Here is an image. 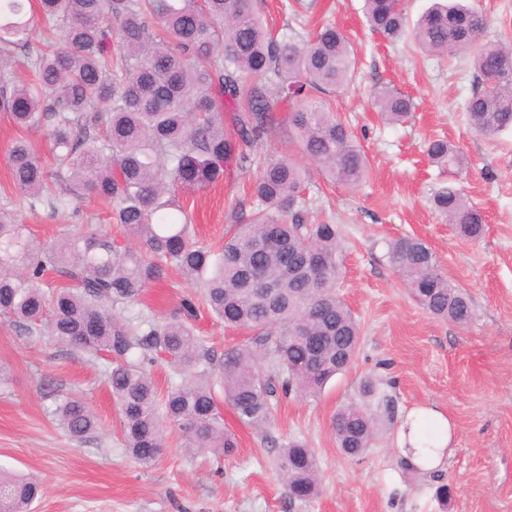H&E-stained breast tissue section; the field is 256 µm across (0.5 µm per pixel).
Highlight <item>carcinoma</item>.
I'll return each mask as SVG.
<instances>
[{"instance_id":"cac0c4a2","label":"carcinoma","mask_w":512,"mask_h":512,"mask_svg":"<svg viewBox=\"0 0 512 512\" xmlns=\"http://www.w3.org/2000/svg\"><path fill=\"white\" fill-rule=\"evenodd\" d=\"M38 11L59 26L61 41L43 44L30 59L35 79L0 98L18 127L49 129L56 167L48 171L28 141H15L16 195L33 211L45 205L62 214L80 196L108 199L116 224L146 251H119L92 224L47 249L1 209L0 314L30 335L112 357L106 380L136 463L155 464L171 426L185 447L229 457L238 442L221 405L241 424L264 428L281 398L319 393L359 349V323L337 292L340 231L301 206L312 165L350 189L369 176L365 151L326 100L350 80L349 42L333 26L305 40L276 32L256 0H38ZM364 13L390 42L407 37L429 55L470 56L477 87L464 104L469 124L483 136L512 127V46L484 39L481 13L461 0H435L413 25L403 0H364ZM32 14V0H0V55L29 45ZM285 100L295 103L288 124L307 166L254 153L278 129ZM377 108L387 123L403 124L413 102L384 91ZM426 154L449 171L465 163L444 138L430 139ZM232 168L256 169L252 219L233 225L214 250L193 238L179 195L224 181ZM430 203L465 237H482L483 215L458 189L442 186ZM387 256L427 313L458 326L471 322L470 298L422 240L394 239ZM166 262L203 286L205 304L225 327L251 336L222 352L207 346L191 323L190 299L170 317L112 313L138 301ZM49 268L64 284L46 291L40 282ZM158 355L182 377L163 394L146 370ZM56 416L76 438L98 426L77 393L62 397ZM331 426L350 458L361 457L377 434L365 403L340 408ZM275 465L290 497H318L317 459L306 443L277 449ZM40 492L37 482L0 472L4 512H30Z\"/></svg>"}]
</instances>
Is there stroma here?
Instances as JSON below:
<instances>
[{
    "mask_svg": "<svg viewBox=\"0 0 512 512\" xmlns=\"http://www.w3.org/2000/svg\"><path fill=\"white\" fill-rule=\"evenodd\" d=\"M486 18L485 39L512 44V0H462ZM275 28L306 36L320 25L338 27L358 65L334 104L370 162V177L348 189L313 173L304 204L318 220L339 225L344 277L339 291L362 327L361 346L348 370L315 395L281 400L272 424L241 426L231 410L224 425L239 447L229 458L190 451L177 436L155 465L131 459L121 440L120 417L106 384V362L47 336H31L0 317V470L41 484L33 512H512V128L476 134L463 110L476 88L469 57L425 56L408 41H385L363 16V0H259ZM389 89L409 96L411 118L382 120L376 97ZM445 137L466 158L448 173L424 153L425 141ZM28 140L52 165L48 134L15 125L0 107V208L15 195L8 152ZM253 175L231 170L222 183L182 195L200 242L221 244L229 225L248 222ZM460 189L485 218V234L460 236L430 206L440 185ZM111 202L86 197L67 215L21 210L20 223L44 246L64 225L112 226L120 247L134 239L112 225ZM402 236L422 239L440 270L466 292L474 317L464 327L433 318L409 295L387 257ZM175 268L145 289L139 302L118 307L120 317L143 308L176 314L184 297L198 293ZM379 379L376 440L362 457L339 454L331 419L341 406L360 402V384ZM82 394L98 428L77 439L53 416L59 397ZM433 406L453 427L452 451L441 471L448 486H414L400 467L398 433L413 408ZM305 439L318 459L322 487L309 502L291 499L273 465L277 448Z\"/></svg>",
    "mask_w": 512,
    "mask_h": 512,
    "instance_id": "stroma-1",
    "label": "stroma"
}]
</instances>
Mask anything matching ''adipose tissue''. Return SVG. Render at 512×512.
Segmentation results:
<instances>
[{
  "label": "adipose tissue",
  "instance_id": "obj_1",
  "mask_svg": "<svg viewBox=\"0 0 512 512\" xmlns=\"http://www.w3.org/2000/svg\"><path fill=\"white\" fill-rule=\"evenodd\" d=\"M431 422L440 432L433 442H426L420 431L423 422ZM401 453L411 464L421 469L438 467L446 456L452 432L445 415L438 409L422 407L411 412L401 426Z\"/></svg>",
  "mask_w": 512,
  "mask_h": 512
}]
</instances>
